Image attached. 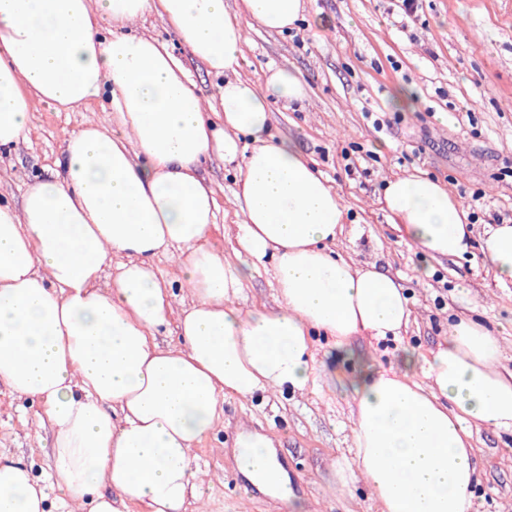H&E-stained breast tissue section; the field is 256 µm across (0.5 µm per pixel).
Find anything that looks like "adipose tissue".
<instances>
[{
  "label": "adipose tissue",
  "instance_id": "ef3b65f1",
  "mask_svg": "<svg viewBox=\"0 0 512 512\" xmlns=\"http://www.w3.org/2000/svg\"><path fill=\"white\" fill-rule=\"evenodd\" d=\"M304 9L0 0V150L27 139L39 104L90 111L104 100L115 120L84 122L64 140L57 178L27 185L21 208L0 204V382L38 400L54 430L46 479L0 455V512H185L206 495L191 450L223 424L225 398L305 390L323 370L315 335L396 340L410 323L397 279L330 250L346 222L341 196L270 132L273 104L302 100L303 82L274 70L259 88L239 74L245 23L280 32ZM151 14L223 77L212 109L168 44L135 29ZM214 155L234 173L239 265L209 243L218 203L198 170ZM382 202L421 253L470 251L473 226L439 180L394 176ZM481 250L512 281V224L491 226ZM170 252L174 284L152 265ZM268 258L278 305L242 311L243 282ZM176 284L192 297L180 311ZM173 315L182 344L164 348L155 333ZM503 359L499 337L469 317L401 367L356 356L349 471L377 512H472L479 432L512 433ZM238 445L248 480L299 512L271 439L248 433Z\"/></svg>",
  "mask_w": 512,
  "mask_h": 512
}]
</instances>
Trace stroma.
Here are the masks:
<instances>
[{"label":"stroma","instance_id":"stroma-1","mask_svg":"<svg viewBox=\"0 0 512 512\" xmlns=\"http://www.w3.org/2000/svg\"><path fill=\"white\" fill-rule=\"evenodd\" d=\"M405 16L401 0H306L303 19L281 33L246 25L240 72L263 85L269 68L300 77L303 100L278 104L275 135L297 150L341 195L348 222L333 244L354 265L399 277L413 315L401 340L353 338L347 348L316 340L326 369L305 391L224 400V423L193 449L209 483L207 512H278L239 470L237 435L267 434L305 512H376L362 482L341 483L353 458L354 364L344 350L400 367L404 351L422 356L448 336L457 315L474 312L505 348L512 368V283L500 284L480 249L432 258L404 243L379 200L388 179L425 173L461 202L475 236L512 219V0H417ZM410 89L415 107L393 105ZM85 110L37 107L27 140L0 156V201L20 207L26 183L54 177L68 133ZM94 119L111 123L96 108ZM383 130H375L374 120ZM202 176L217 193L210 243L235 260L234 177L221 159ZM272 268L258 266L237 298L243 310L276 307ZM39 402L0 392V453L22 460L35 475L52 468L54 435L39 427ZM474 512H512V434L481 431Z\"/></svg>","mask_w":512,"mask_h":512}]
</instances>
